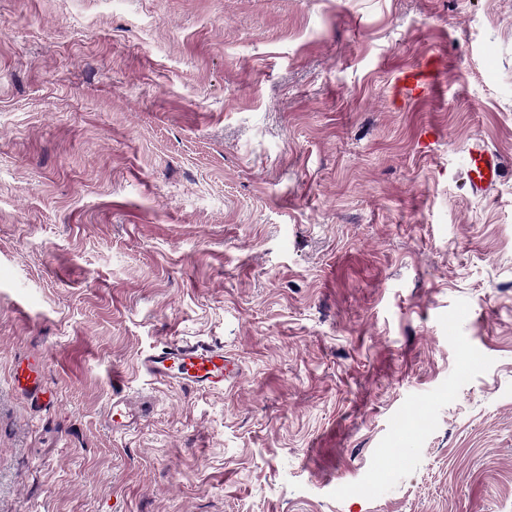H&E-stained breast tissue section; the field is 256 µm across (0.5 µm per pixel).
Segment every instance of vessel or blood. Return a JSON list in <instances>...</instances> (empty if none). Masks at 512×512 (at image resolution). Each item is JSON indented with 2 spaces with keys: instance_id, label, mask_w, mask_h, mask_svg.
Returning <instances> with one entry per match:
<instances>
[{
  "instance_id": "vessel-or-blood-1",
  "label": "vessel or blood",
  "mask_w": 512,
  "mask_h": 512,
  "mask_svg": "<svg viewBox=\"0 0 512 512\" xmlns=\"http://www.w3.org/2000/svg\"><path fill=\"white\" fill-rule=\"evenodd\" d=\"M441 86L437 60L426 59L419 66L406 69L399 78L404 96L418 100L436 93ZM465 176L472 191L479 195L494 190L500 177L497 155L483 142H473L467 149ZM140 370L159 381L176 382L187 389L221 390L234 384L240 376L238 362L223 350L202 346L165 344L141 356ZM150 407L136 403L125 395L114 394L104 412L113 433L123 434L145 418Z\"/></svg>"
}]
</instances>
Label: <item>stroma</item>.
Returning a JSON list of instances; mask_svg holds the SVG:
<instances>
[{
	"label": "stroma",
	"instance_id": "obj_1",
	"mask_svg": "<svg viewBox=\"0 0 512 512\" xmlns=\"http://www.w3.org/2000/svg\"><path fill=\"white\" fill-rule=\"evenodd\" d=\"M0 512H512V0H0ZM398 81L402 94L409 99L419 100L436 93L441 86L438 61L428 58L419 66L404 70ZM465 176L474 193L489 194L500 177L498 156L483 142L474 141L467 149ZM140 370L159 381L186 389L221 390L240 377V366L223 349L165 344L139 359ZM150 410L147 403H136L126 395L113 394L112 401L105 409L104 417L114 434H123L145 418Z\"/></svg>",
	"mask_w": 512,
	"mask_h": 512
}]
</instances>
